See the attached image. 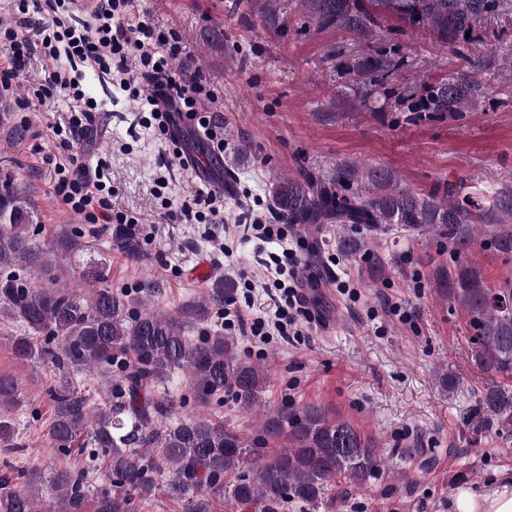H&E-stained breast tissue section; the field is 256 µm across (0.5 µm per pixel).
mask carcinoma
<instances>
[{
  "label": "carcinoma",
  "instance_id": "carcinoma-1",
  "mask_svg": "<svg viewBox=\"0 0 512 512\" xmlns=\"http://www.w3.org/2000/svg\"><path fill=\"white\" fill-rule=\"evenodd\" d=\"M323 26L369 36L388 18L427 27L455 49L470 43L466 33L498 14L507 0H302ZM394 70L374 51L353 73L382 82ZM482 87L469 78L436 82L410 112L456 115L472 110ZM357 181L366 193L332 194L313 180L284 179L272 191L278 216L287 224H343L336 248L355 258L372 251V232L399 224L448 240L450 264L443 273L448 299L458 305L471 329L475 365L512 380V286L493 288L469 256L480 237L498 253L512 255V189H490L475 197L448 185L442 195L400 188L379 167L336 171V188ZM35 204L9 185L0 191V314L18 324L12 336L15 357L48 361L63 372L51 389L56 412L55 444L80 448L83 463L51 477L54 503L43 512H84L95 480V512H136L135 499L167 483L185 498L186 512H211V500L228 497L254 512H286L289 503L317 506L339 482L359 488L385 466L374 440L352 423L330 418L318 405L264 410L253 437L241 435L205 412L179 414L162 379L186 374L199 407L224 396L245 411L262 406L269 365L237 352L235 340L217 331L196 339L178 320L143 307L131 314V299L112 291L105 264L90 259L75 289L56 287V257L86 248L75 230L57 237L49 249L29 236ZM121 248L134 252L139 241L124 227L114 230ZM116 370L121 383L109 399L95 402L72 382V374L93 368ZM20 383L0 374V441L14 435L10 416L21 406ZM480 425L495 423L504 442L512 440V385L492 386L478 399ZM0 512H38L36 495L0 478Z\"/></svg>",
  "mask_w": 512,
  "mask_h": 512
}]
</instances>
